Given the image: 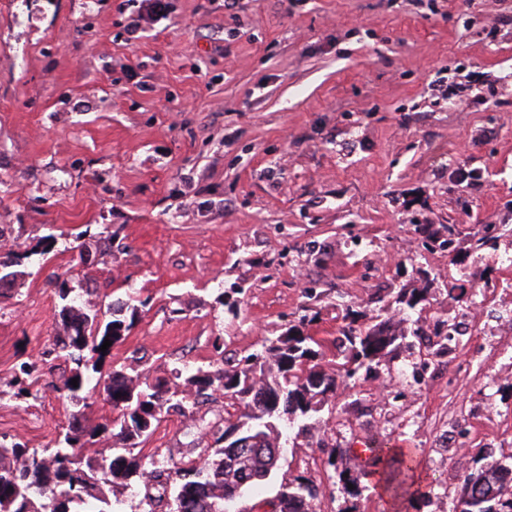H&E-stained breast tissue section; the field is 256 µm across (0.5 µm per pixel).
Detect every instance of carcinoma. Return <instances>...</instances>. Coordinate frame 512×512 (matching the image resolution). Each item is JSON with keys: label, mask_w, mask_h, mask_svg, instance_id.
I'll use <instances>...</instances> for the list:
<instances>
[{"label": "carcinoma", "mask_w": 512, "mask_h": 512, "mask_svg": "<svg viewBox=\"0 0 512 512\" xmlns=\"http://www.w3.org/2000/svg\"><path fill=\"white\" fill-rule=\"evenodd\" d=\"M423 247L448 252L449 262H458L456 242L464 234L459 224H418ZM470 252L495 250L501 243L512 246L509 224H476L466 233ZM34 252L10 248L0 253V280L25 275L24 260ZM431 288L417 292L399 290L396 303L404 315L399 322L362 320V314L346 309L343 372L325 368L323 341L306 331L316 316L304 317L279 336L267 337L262 352L249 354L237 364L219 368L209 364L175 370L178 389L169 383L150 384L123 370L104 371L111 350L100 351L104 340L116 345L126 338L140 318L146 303L117 301L107 312L87 299L72 296L64 279L58 288L59 317L63 333L55 337L59 356L75 364L63 385L54 387L59 397L77 406L85 387L100 389L117 412L112 420L111 453L101 458L81 452L98 442L106 430L101 425L81 423L80 411L72 414L63 439L52 448L38 450L20 441L0 440V512H118L114 502L102 496L101 485H133L145 489V499L155 512L159 506L151 489L173 484L174 512H225L242 491L268 478L277 468L282 432L277 421L307 419L336 395L343 378L392 354L419 329L405 328L411 311L429 300ZM77 379L78 386L71 385ZM224 398L226 417L203 423L200 404L214 395ZM177 413L201 424L197 458L186 462L171 459L142 464L133 450L142 447L166 415ZM415 463L402 453L386 472V482L396 491H408ZM511 463H488L465 474L456 507L460 512H512ZM319 490L302 478L281 486L279 512H315Z\"/></svg>", "instance_id": "obj_1"}]
</instances>
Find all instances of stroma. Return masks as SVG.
<instances>
[{"label":"stroma","mask_w":512,"mask_h":512,"mask_svg":"<svg viewBox=\"0 0 512 512\" xmlns=\"http://www.w3.org/2000/svg\"><path fill=\"white\" fill-rule=\"evenodd\" d=\"M169 2L133 32L141 0H0V232L32 252L0 293V439L50 448L71 419L54 390L73 367L54 348L67 269L95 302L146 301L108 362L151 382L260 352L308 306L342 364L347 308L396 318L397 291L428 279L424 335L280 423L277 469L234 508L300 476L320 512H452L466 471L512 458V260L473 265L465 301L416 227L512 224V0ZM460 164L479 187L453 188ZM442 320L460 335H434ZM31 361L35 401L17 395ZM197 436L169 414L140 456ZM367 442L413 456L408 494Z\"/></svg>","instance_id":"stroma-1"}]
</instances>
